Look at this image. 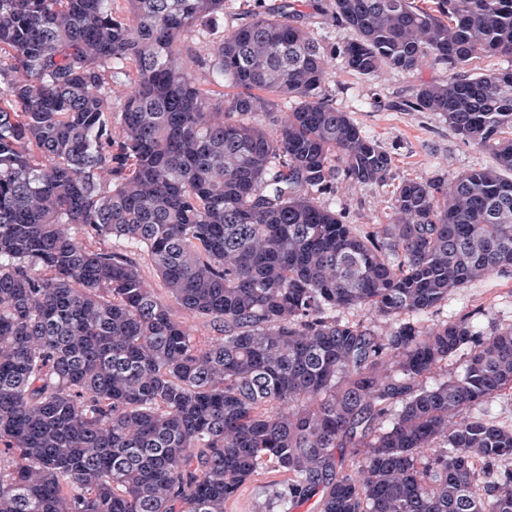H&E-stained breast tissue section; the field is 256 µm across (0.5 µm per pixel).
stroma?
Listing matches in <instances>:
<instances>
[{"label":"stroma","instance_id":"stroma-1","mask_svg":"<svg viewBox=\"0 0 512 512\" xmlns=\"http://www.w3.org/2000/svg\"><path fill=\"white\" fill-rule=\"evenodd\" d=\"M446 68L428 64L420 71H383L376 78L356 76L335 66L327 85L337 107L389 151L394 165L385 185L351 188L339 185L336 206L346 223L359 228L391 221L389 201L406 178L452 177L491 164L486 151L465 142L433 112L402 110L419 82L443 81ZM471 315L484 331L512 324V269L473 281L437 307L436 317Z\"/></svg>","mask_w":512,"mask_h":512}]
</instances>
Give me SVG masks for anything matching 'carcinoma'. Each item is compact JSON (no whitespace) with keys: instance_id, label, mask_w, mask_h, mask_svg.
<instances>
[{"instance_id":"cac0c4a2","label":"carcinoma","mask_w":512,"mask_h":512,"mask_svg":"<svg viewBox=\"0 0 512 512\" xmlns=\"http://www.w3.org/2000/svg\"><path fill=\"white\" fill-rule=\"evenodd\" d=\"M431 2L332 0L340 51L298 25L317 0L245 11L205 89L180 43L224 0H0V512H512V430L468 414L512 394V325L426 319L512 268V68L467 70L512 57V0ZM338 59L448 67L403 107L492 164L344 223L337 184L393 159Z\"/></svg>"}]
</instances>
